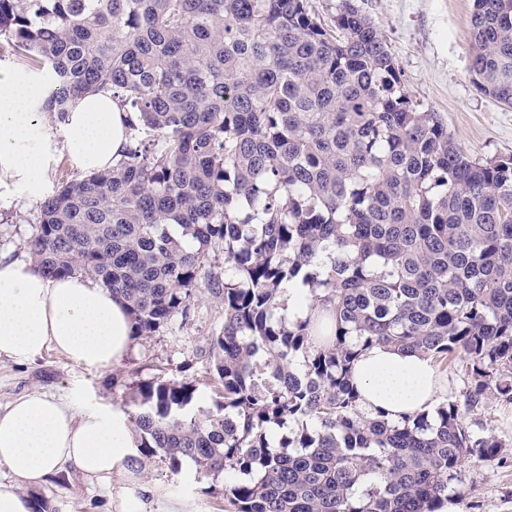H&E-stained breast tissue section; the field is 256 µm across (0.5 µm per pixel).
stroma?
Listing matches in <instances>:
<instances>
[{
	"instance_id": "stroma-1",
	"label": "stroma",
	"mask_w": 512,
	"mask_h": 512,
	"mask_svg": "<svg viewBox=\"0 0 512 512\" xmlns=\"http://www.w3.org/2000/svg\"><path fill=\"white\" fill-rule=\"evenodd\" d=\"M382 33L411 98L439 113L465 153L473 158L512 156V108L481 94L469 71L473 0H353ZM39 204L12 184L0 185V256L26 260ZM224 322V307L208 289H197L189 317H175L159 332L134 339L126 356L109 368L75 365L44 351L20 366L0 359V406L41 392L63 395L82 387L102 404L126 408L133 388L159 378L187 381L197 404L216 411L221 388L210 366L213 334ZM482 434L508 441L502 460L466 459L465 496L450 498L447 512H512V404L490 398L472 416ZM223 477L196 474L191 462L172 467L155 456L130 460L112 473L111 484L77 472L27 486L47 497L54 512H121L115 496L127 489L143 497L146 512H167L169 499L184 512H224Z\"/></svg>"
}]
</instances>
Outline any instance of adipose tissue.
I'll return each instance as SVG.
<instances>
[{
	"instance_id": "ef3b65f1",
	"label": "adipose tissue",
	"mask_w": 512,
	"mask_h": 512,
	"mask_svg": "<svg viewBox=\"0 0 512 512\" xmlns=\"http://www.w3.org/2000/svg\"><path fill=\"white\" fill-rule=\"evenodd\" d=\"M39 85L23 71H0V182L44 199L48 173L59 155L81 172L107 168L129 144L132 113L109 95L77 98L48 131ZM132 341V321L121 299L81 276L52 277L32 262L0 257V359L28 364L52 349L78 365L105 369ZM360 405L395 421L430 409L442 384L423 355L374 345L355 365ZM135 455L130 416L89 392L69 397L33 393L0 408V512H32L23 485L71 469L104 481Z\"/></svg>"
}]
</instances>
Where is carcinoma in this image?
Instances as JSON below:
<instances>
[{"instance_id": "carcinoma-1", "label": "carcinoma", "mask_w": 512, "mask_h": 512, "mask_svg": "<svg viewBox=\"0 0 512 512\" xmlns=\"http://www.w3.org/2000/svg\"><path fill=\"white\" fill-rule=\"evenodd\" d=\"M336 27L307 0H0V49L45 71L51 123L99 92L134 116L112 168L42 203L34 266L121 297L135 336L198 288L224 305L225 413L158 379L131 421L142 455L224 474L228 512H441L466 459L507 447L468 414L512 403V157L466 155L351 0ZM469 71L512 107V0H474ZM299 281L333 316L327 344L277 312ZM375 344L463 359L462 397L363 413L353 367Z\"/></svg>"}]
</instances>
